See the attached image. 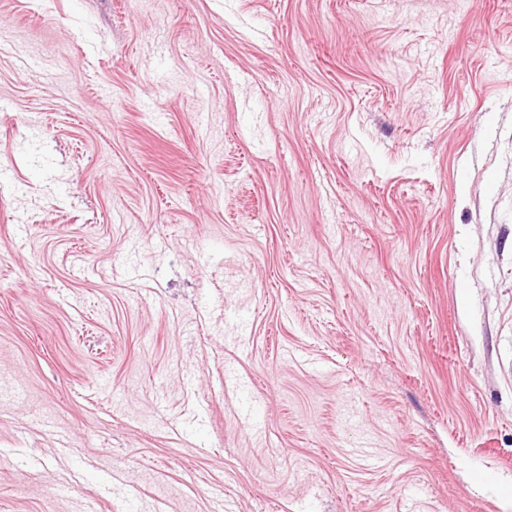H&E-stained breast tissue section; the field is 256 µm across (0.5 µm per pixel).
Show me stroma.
<instances>
[{"mask_svg":"<svg viewBox=\"0 0 512 512\" xmlns=\"http://www.w3.org/2000/svg\"><path fill=\"white\" fill-rule=\"evenodd\" d=\"M0 512H512V0H0Z\"/></svg>","mask_w":512,"mask_h":512,"instance_id":"obj_1","label":"stroma"}]
</instances>
